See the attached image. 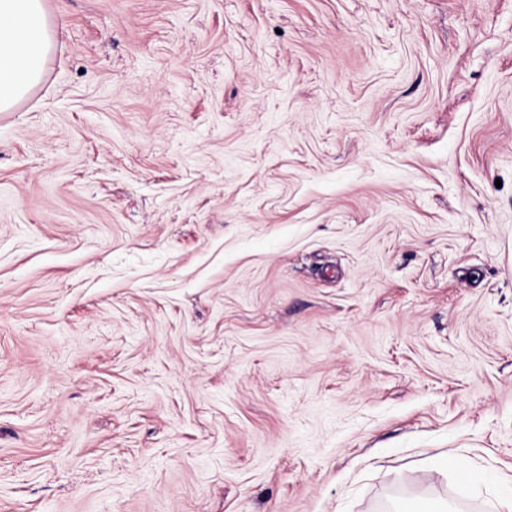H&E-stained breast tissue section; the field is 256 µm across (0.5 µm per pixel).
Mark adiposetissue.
<instances>
[{
  "label": "adipose tissue",
  "instance_id": "1",
  "mask_svg": "<svg viewBox=\"0 0 512 512\" xmlns=\"http://www.w3.org/2000/svg\"><path fill=\"white\" fill-rule=\"evenodd\" d=\"M53 43L44 0H0V112L40 84Z\"/></svg>",
  "mask_w": 512,
  "mask_h": 512
}]
</instances>
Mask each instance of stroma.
Segmentation results:
<instances>
[{
  "label": "stroma",
  "mask_w": 512,
  "mask_h": 512,
  "mask_svg": "<svg viewBox=\"0 0 512 512\" xmlns=\"http://www.w3.org/2000/svg\"><path fill=\"white\" fill-rule=\"evenodd\" d=\"M46 9L0 112V512H490L512 0Z\"/></svg>",
  "instance_id": "obj_1"
}]
</instances>
